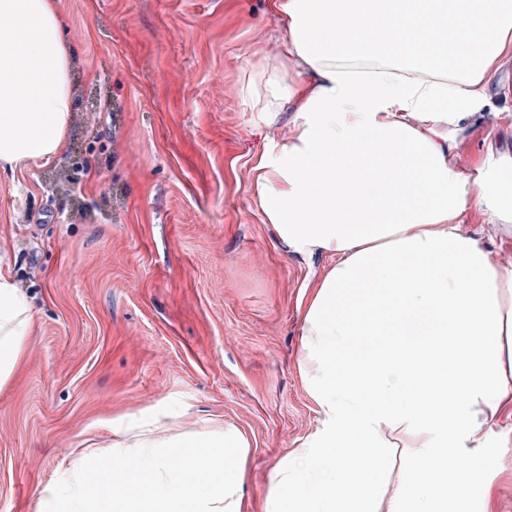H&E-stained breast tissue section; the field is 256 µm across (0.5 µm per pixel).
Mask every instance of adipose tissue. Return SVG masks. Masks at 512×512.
<instances>
[{"label":"adipose tissue","instance_id":"ef3b65f1","mask_svg":"<svg viewBox=\"0 0 512 512\" xmlns=\"http://www.w3.org/2000/svg\"><path fill=\"white\" fill-rule=\"evenodd\" d=\"M291 76L261 112L290 106L292 135L253 167L266 223L303 256L331 257L302 300L301 381L320 419L274 470L262 512H494L471 469L428 489L449 456L512 449V269L459 230L470 210L512 224V152L492 135L494 81L512 58V0H274ZM56 0H0V168L58 157L72 110ZM460 31L448 46L447 30ZM484 128L476 178L453 157ZM32 302L0 266V388L21 366ZM385 339L348 361L352 339ZM98 478L82 459L35 512H242L250 444L235 426L171 439L118 421ZM408 453L392 469V450ZM361 449L358 472L344 451ZM395 471L394 488L386 474ZM204 472L203 483L190 480Z\"/></svg>","mask_w":512,"mask_h":512}]
</instances>
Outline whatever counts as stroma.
I'll use <instances>...</instances> for the list:
<instances>
[{"label":"stroma","mask_w":512,"mask_h":512,"mask_svg":"<svg viewBox=\"0 0 512 512\" xmlns=\"http://www.w3.org/2000/svg\"><path fill=\"white\" fill-rule=\"evenodd\" d=\"M73 50L59 157L0 169V254L30 295L22 366L0 389V512H34L82 443L161 415L160 437L223 418L250 448L243 512L320 418L300 378L299 304L331 259L266 224L252 167L294 115L248 82L287 60L272 0H58ZM501 264L512 234L471 211ZM512 512V458L471 462Z\"/></svg>","instance_id":"stroma-1"}]
</instances>
